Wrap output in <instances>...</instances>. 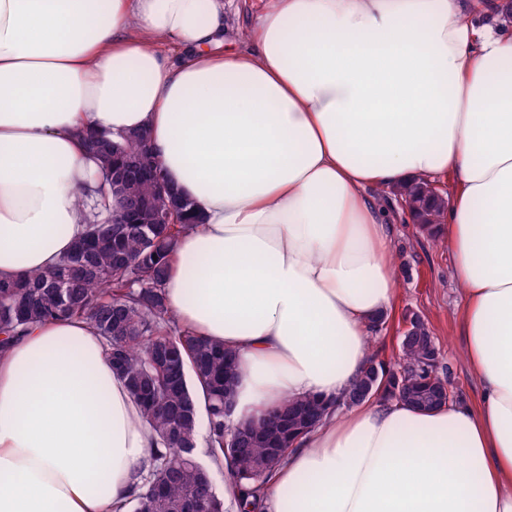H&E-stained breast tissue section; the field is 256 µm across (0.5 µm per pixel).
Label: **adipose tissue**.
I'll use <instances>...</instances> for the list:
<instances>
[{
    "label": "adipose tissue",
    "mask_w": 512,
    "mask_h": 512,
    "mask_svg": "<svg viewBox=\"0 0 512 512\" xmlns=\"http://www.w3.org/2000/svg\"><path fill=\"white\" fill-rule=\"evenodd\" d=\"M505 0H0V277L49 269L102 201L79 133L144 132L201 216L173 252L179 323L224 344L233 417L331 400L395 297L392 191L453 179L472 404L369 400L302 435L265 512H512V21ZM178 47L162 51L158 40ZM155 435L95 329L0 354V512H114ZM226 3V15L228 22L232 27L231 37L234 40L227 41L225 48L235 47L246 37L252 21L259 11L265 5L266 0H224Z\"/></svg>",
    "instance_id": "adipose-tissue-1"
}]
</instances>
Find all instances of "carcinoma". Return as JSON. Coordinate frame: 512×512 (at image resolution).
Returning <instances> with one entry per match:
<instances>
[{
	"label": "carcinoma",
	"instance_id": "obj_1",
	"mask_svg": "<svg viewBox=\"0 0 512 512\" xmlns=\"http://www.w3.org/2000/svg\"><path fill=\"white\" fill-rule=\"evenodd\" d=\"M82 141L109 186L106 161L112 149L120 148L129 160L152 156L148 140L138 133L114 139L87 132ZM130 192L149 200L135 223L89 224L51 268L0 279V353L39 323L79 318L103 337L110 358L120 359L117 370L161 441L137 491L120 505L125 512H224V497L189 453L196 448L202 412L209 454L225 470L240 512H261L265 487L293 443L288 431L305 425V419L317 426L336 406L362 403L356 393L372 383L378 394L421 410L445 404L447 380L438 371V348L415 315L397 360L371 354L343 403L290 398L257 421L231 423L224 406L234 405L236 354L183 328L166 301L169 257L195 220L160 224L179 196L157 195L151 183L134 184ZM398 194L416 223L436 237L447 199L430 192L424 181L403 186Z\"/></svg>",
	"mask_w": 512,
	"mask_h": 512
}]
</instances>
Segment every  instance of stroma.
I'll return each mask as SVG.
<instances>
[{
    "label": "stroma",
    "mask_w": 512,
    "mask_h": 512,
    "mask_svg": "<svg viewBox=\"0 0 512 512\" xmlns=\"http://www.w3.org/2000/svg\"><path fill=\"white\" fill-rule=\"evenodd\" d=\"M391 231L397 296L372 348L381 359L394 360L405 317L419 315L435 338L440 365L456 402H473L477 387L464 360L465 338L457 318L461 293L452 275V255L446 246L423 232L420 225L399 219L392 224Z\"/></svg>",
    "instance_id": "35a3bbf8"
}]
</instances>
